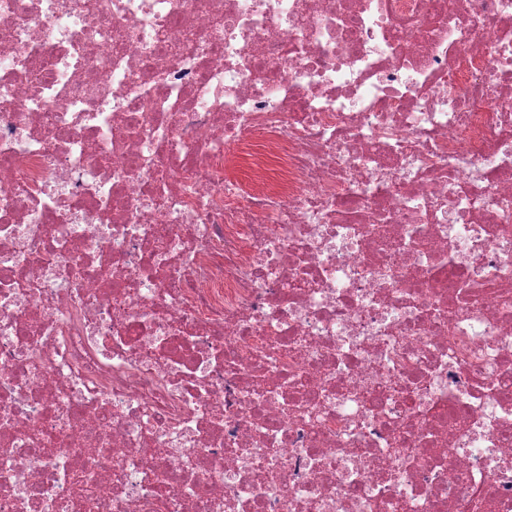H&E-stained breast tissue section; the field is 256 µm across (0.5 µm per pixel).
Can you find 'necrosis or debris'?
<instances>
[{
	"label": "necrosis or debris",
	"mask_w": 512,
	"mask_h": 512,
	"mask_svg": "<svg viewBox=\"0 0 512 512\" xmlns=\"http://www.w3.org/2000/svg\"><path fill=\"white\" fill-rule=\"evenodd\" d=\"M0 512H512V0H0Z\"/></svg>",
	"instance_id": "necrosis-or-debris-1"
}]
</instances>
